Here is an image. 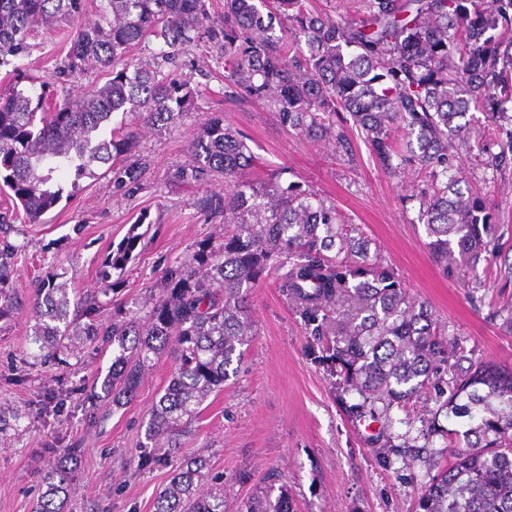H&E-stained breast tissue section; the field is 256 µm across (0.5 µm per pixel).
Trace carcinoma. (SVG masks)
Segmentation results:
<instances>
[{"instance_id":"cac0c4a2","label":"carcinoma","mask_w":512,"mask_h":512,"mask_svg":"<svg viewBox=\"0 0 512 512\" xmlns=\"http://www.w3.org/2000/svg\"><path fill=\"white\" fill-rule=\"evenodd\" d=\"M207 2L103 0L98 21L71 33L52 75L39 81L18 60L38 29L75 21L86 0H0V192L11 201L0 209V319L19 307L10 285L19 247L8 239L18 210L39 222L62 195L53 175L63 168L79 179L105 165L116 191L138 189L146 165L127 154L140 128L164 131L183 115L188 92L168 65L202 38L224 61V98L269 105L289 132L326 141L341 158L354 156L358 137L383 169L396 171V158L419 178L418 221L444 271L477 284L497 264L495 275L512 279L499 215L457 176L460 155L474 151L492 173L512 171V0H365L362 15L339 20L309 0H270L264 12L254 0H224L218 26ZM151 43V62H134L133 48ZM92 64L111 75L103 86L58 95ZM473 109L488 124L472 126ZM117 113L135 122L116 123ZM263 167L224 116L206 119L179 177L224 174V190L197 201L224 217V245L201 244L168 270L165 296L139 315L115 306L107 325L98 301L72 300L65 285L42 282L29 344L53 358L112 349V370L89 399L114 405L131 400L145 370L172 351L175 367L148 411L143 444L167 449L152 463L171 464L154 512H226L224 483L204 454L169 456L242 359L254 336L250 290L272 269L311 336L313 360L343 393L359 396L347 406L352 416L375 420L435 394L421 434L441 437L439 453L450 461L425 483L415 512H512V366L468 357L371 251L360 225ZM24 417L0 408L1 444ZM73 480L65 459L47 469L36 512H67ZM238 512L293 508L286 491L265 487Z\"/></svg>"}]
</instances>
